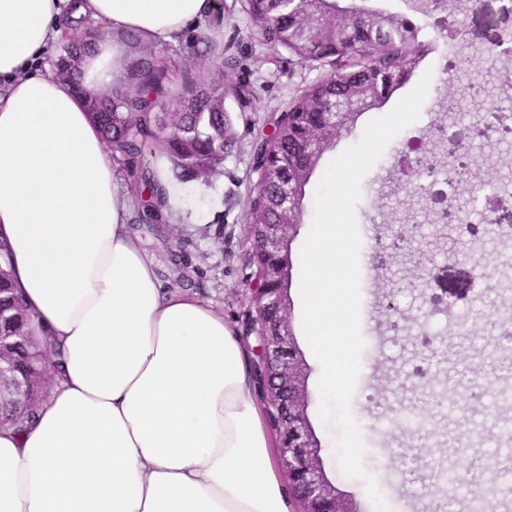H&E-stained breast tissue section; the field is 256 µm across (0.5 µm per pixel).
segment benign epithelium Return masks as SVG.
<instances>
[{
  "label": "benign epithelium",
  "instance_id": "benign-epithelium-1",
  "mask_svg": "<svg viewBox=\"0 0 512 512\" xmlns=\"http://www.w3.org/2000/svg\"><path fill=\"white\" fill-rule=\"evenodd\" d=\"M430 160L422 157L415 165L402 163L398 178H409ZM295 224H263L261 234L248 241L249 247L259 253L282 254L285 243L296 233ZM475 281L468 277L466 263L455 260L440 269L425 286L432 291L431 300L452 306L469 298ZM251 292L257 294L255 319L269 312L277 314L274 324L262 323L258 332L257 371L262 374L261 399L277 412V432L285 439L277 447V458L288 478L294 512H352L351 507L327 478L320 459L317 441L306 414L308 392L304 381L303 362L286 358L296 348L292 331V314L281 291L263 287L254 276L248 281ZM33 378L20 371L15 360L0 347V398L8 394L22 397L30 388Z\"/></svg>",
  "mask_w": 512,
  "mask_h": 512
}]
</instances>
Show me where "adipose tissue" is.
Here are the masks:
<instances>
[{"label":"adipose tissue","mask_w":512,"mask_h":512,"mask_svg":"<svg viewBox=\"0 0 512 512\" xmlns=\"http://www.w3.org/2000/svg\"><path fill=\"white\" fill-rule=\"evenodd\" d=\"M220 0H0V236L47 338L37 423L0 428V512H291L250 355L221 313L165 289L128 227L86 107L131 46L177 41ZM112 31L75 89L42 62L60 18Z\"/></svg>","instance_id":"ef3b65f1"}]
</instances>
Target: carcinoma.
<instances>
[{"label": "carcinoma", "instance_id": "cac0c4a2", "mask_svg": "<svg viewBox=\"0 0 512 512\" xmlns=\"http://www.w3.org/2000/svg\"><path fill=\"white\" fill-rule=\"evenodd\" d=\"M247 11L261 27L264 40L284 49L299 60L325 71V75L293 99L276 118L277 134L256 144L257 157L274 177L263 194L250 203L252 224H300L302 208L291 213L282 207L280 188L292 186L303 201L305 188L322 156L332 148L339 132L332 129L327 113L338 100L355 98L364 102L362 111L379 108L400 89L431 44L419 39L420 27L405 17L383 14L343 0H247ZM322 20V36L312 38L301 23V16ZM102 38L100 29L90 27L76 40L61 44L52 61L61 72L68 62L86 54ZM163 61L149 48L129 64L123 79L112 87L105 111L88 102L103 128L105 139L117 161L131 167L134 180L149 191L143 217L159 218L166 189L148 167H134L136 159L153 146L171 163L173 176L181 182L211 184L224 162V153L234 145L232 121L224 108V85L189 78L169 101L162 100ZM467 155H458L459 168L470 171L469 196L478 199L491 188V181L470 169ZM27 336L21 343L6 346L19 366L34 378L53 372L45 357L31 319L23 306L12 276L9 243L0 240V336ZM40 383L17 402L6 397L3 412L14 407L21 414L9 419L19 431L34 425L38 410L47 396Z\"/></svg>", "mask_w": 512, "mask_h": 512}]
</instances>
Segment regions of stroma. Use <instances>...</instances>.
<instances>
[{
	"label": "stroma",
	"instance_id": "35a3bbf8",
	"mask_svg": "<svg viewBox=\"0 0 512 512\" xmlns=\"http://www.w3.org/2000/svg\"><path fill=\"white\" fill-rule=\"evenodd\" d=\"M224 22L212 37L219 47L231 46L240 61L239 77L251 86L246 107L227 98L236 141L210 188L187 183L193 222L169 220L133 224L145 250L158 262V275L168 287L196 296L223 313L233 327L251 307L242 280L247 259L249 202L255 194L254 141L267 134L276 117L302 90L317 82L321 70L286 51L270 47L245 8L246 0H223ZM482 15H459L455 47L462 61L453 79H446L432 59L433 71L419 120L401 131L361 182L356 221L361 236V329L365 339L362 369L351 401L366 446L364 465L375 476L388 505L403 512H470L472 493H498L501 512H512V459L499 457L502 429L512 426V402L495 403L491 391L512 386V337L495 329L508 316L512 330V235L484 224L478 236L455 225L437 223L430 201L399 182L396 170L409 156V142L419 137V150L435 156L441 166L450 159L443 143L431 139L440 124L479 125L490 106H503L506 94L499 74L507 64L500 55L479 54L475 29ZM199 26L187 27L175 43L155 46L168 65L163 84L176 90L185 78L224 76L218 49L195 51ZM464 93V109L445 113L448 91ZM471 154L482 175L495 184H512V143L495 130L477 137ZM303 222L292 239L290 288L292 327L302 351L309 392L307 417L320 445L325 473L354 512H376L362 481L341 474L333 456L337 436L319 417L318 368L306 341L297 310L300 305V251L314 215V185H307ZM456 253L469 264L492 270L489 289L470 295L452 308L431 310L423 286L433 271ZM431 347H424L423 338ZM414 416L418 425H391L394 411ZM455 465L466 480L456 486L439 481L437 472Z\"/></svg>",
	"mask_w": 512,
	"mask_h": 512
}]
</instances>
